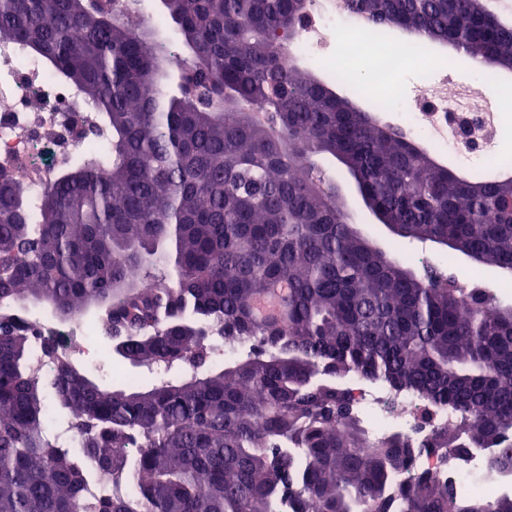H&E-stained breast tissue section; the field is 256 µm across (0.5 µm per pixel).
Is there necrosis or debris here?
<instances>
[{"label":"necrosis or debris","instance_id":"necrosis-or-debris-1","mask_svg":"<svg viewBox=\"0 0 512 512\" xmlns=\"http://www.w3.org/2000/svg\"><path fill=\"white\" fill-rule=\"evenodd\" d=\"M352 19L347 7L328 9L315 5L298 26L299 35L292 42L291 57L321 63L328 34L335 31L337 24L347 25ZM376 38L371 26L362 25L341 56L339 68L363 65L369 69L373 82L384 85L406 68L412 57L423 54L427 57L426 71L419 74L418 85L422 88L429 85L427 72L438 67V58L427 56L422 46L381 53L373 48ZM505 121L503 112L491 116L440 93L422 100L408 127L411 136L440 150L447 146L449 127H456L458 142L466 149L470 146L471 128H479L483 140L493 142ZM98 123L78 88L53 79L42 63L28 57L21 47L0 46V163L23 175L30 198L43 193L72 154L93 145L107 144L109 133L99 128ZM347 386L372 443L392 432L406 434L420 443L452 419L451 413L444 409L431 419H422L416 400L410 396L400 397L398 407H391L394 399L383 387L357 375L349 378ZM416 465L441 483L466 493L474 488L485 497L512 492V473L490 467L477 469L472 461L464 458L448 463L425 454L418 458Z\"/></svg>","mask_w":512,"mask_h":512}]
</instances>
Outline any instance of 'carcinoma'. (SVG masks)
Segmentation results:
<instances>
[{"instance_id":"obj_1","label":"carcinoma","mask_w":512,"mask_h":512,"mask_svg":"<svg viewBox=\"0 0 512 512\" xmlns=\"http://www.w3.org/2000/svg\"><path fill=\"white\" fill-rule=\"evenodd\" d=\"M161 2L186 52L176 68L149 19L105 0H0V45L81 89L110 133L58 172L35 220L0 168V512H512V494L460 496L416 469L422 452L478 451L512 471V308L477 288L465 310L448 282L373 246L316 158L338 160L398 237L511 275L512 179L461 180L284 66L312 0ZM347 7L512 67V29L472 0ZM280 288L278 312L257 317ZM27 302L66 322L103 309L113 353L189 374L103 386L58 355L59 336L43 340L48 383L30 366L37 327L14 309ZM216 336L244 357L203 371ZM352 374L461 419L367 452Z\"/></svg>"}]
</instances>
